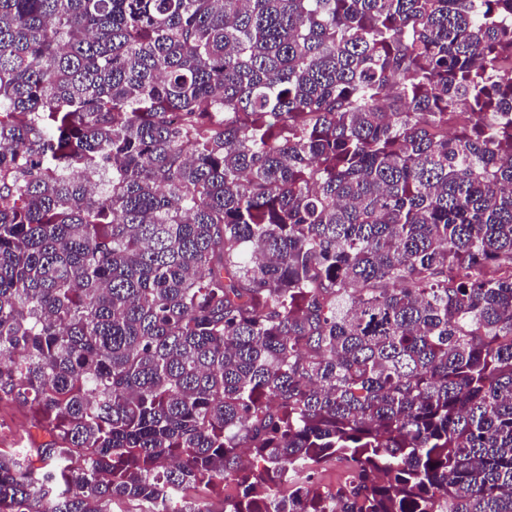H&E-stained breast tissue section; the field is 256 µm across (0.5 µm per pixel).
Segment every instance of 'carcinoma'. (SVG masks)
<instances>
[{
    "label": "carcinoma",
    "instance_id": "obj_1",
    "mask_svg": "<svg viewBox=\"0 0 512 512\" xmlns=\"http://www.w3.org/2000/svg\"><path fill=\"white\" fill-rule=\"evenodd\" d=\"M2 400L0 512H512V0H0ZM29 428L26 412L10 403H0V448H17L18 439Z\"/></svg>",
    "mask_w": 512,
    "mask_h": 512
}]
</instances>
